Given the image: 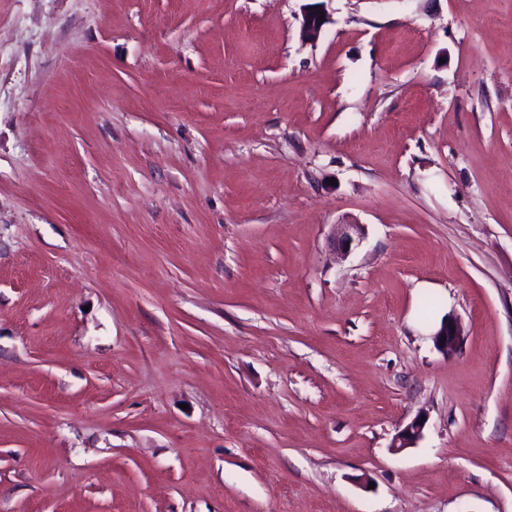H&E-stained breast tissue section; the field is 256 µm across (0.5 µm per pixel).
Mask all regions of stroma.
Listing matches in <instances>:
<instances>
[{
    "instance_id": "35a3bbf8",
    "label": "stroma",
    "mask_w": 512,
    "mask_h": 512,
    "mask_svg": "<svg viewBox=\"0 0 512 512\" xmlns=\"http://www.w3.org/2000/svg\"><path fill=\"white\" fill-rule=\"evenodd\" d=\"M302 5L0 0V512H512V0ZM315 1L305 4L301 9L300 37L303 40L318 39L324 28L331 23L330 14L327 12L324 4L318 3L325 0H304ZM324 16V20L319 22V18ZM333 239L342 252L343 256L351 252L352 246L356 241H360L363 235L360 224H336L333 225ZM442 336H445V342L441 343ZM464 339L459 324L446 318L434 334V343L439 351L444 354H452L458 350ZM425 424V420L422 417L417 416L403 428L399 429L392 443L394 451H401L416 444L422 437Z\"/></svg>"
}]
</instances>
